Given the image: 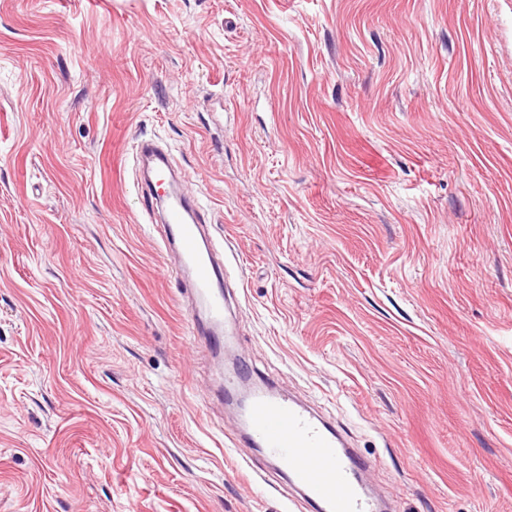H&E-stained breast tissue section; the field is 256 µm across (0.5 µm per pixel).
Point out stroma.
<instances>
[{"instance_id":"35a3bbf8","label":"stroma","mask_w":512,"mask_h":512,"mask_svg":"<svg viewBox=\"0 0 512 512\" xmlns=\"http://www.w3.org/2000/svg\"><path fill=\"white\" fill-rule=\"evenodd\" d=\"M390 512H512V0H0V512H310L207 405L138 187Z\"/></svg>"}]
</instances>
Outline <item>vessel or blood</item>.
I'll list each match as a JSON object with an SVG mask.
<instances>
[{"label": "vessel or blood", "instance_id": "1", "mask_svg": "<svg viewBox=\"0 0 512 512\" xmlns=\"http://www.w3.org/2000/svg\"><path fill=\"white\" fill-rule=\"evenodd\" d=\"M165 241H177L192 276L191 294L198 306L190 316V336H210L223 344V271L195 208L173 196L163 219ZM246 431L264 453L286 468L305 493L314 512H382V502L367 483L368 459L347 448L340 435L307 406L264 388L243 412Z\"/></svg>", "mask_w": 512, "mask_h": 512}]
</instances>
